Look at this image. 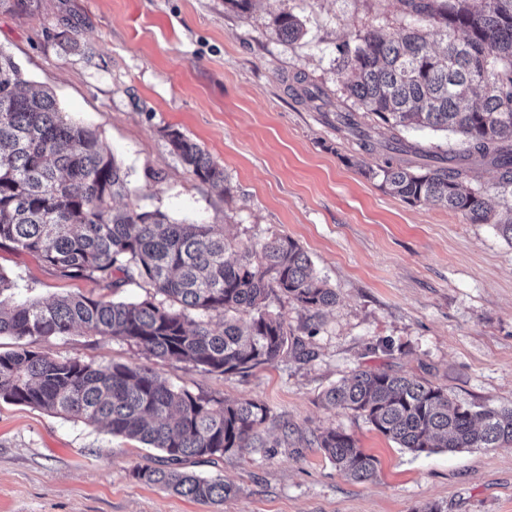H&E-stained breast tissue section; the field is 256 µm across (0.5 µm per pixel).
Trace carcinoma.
<instances>
[{"mask_svg": "<svg viewBox=\"0 0 512 512\" xmlns=\"http://www.w3.org/2000/svg\"><path fill=\"white\" fill-rule=\"evenodd\" d=\"M398 2L408 25L390 35L368 30L354 48H338L346 93L371 123L340 110L325 118H336L362 147L386 152L372 177L391 194L434 202L472 224H493L512 243V208L497 219L484 195L466 186L471 166L481 163L496 169L499 187H512V0ZM420 20L437 29L442 49L414 26ZM273 26L283 41L304 35L303 23L288 12L275 15ZM409 130L458 135L467 148L440 156L400 136ZM167 141L189 174L221 195L231 192L224 169L198 144L175 130ZM409 154L431 163L413 170L399 159ZM129 195L128 173L108 145L62 112L54 94L32 85L0 49V248L32 255L62 278L93 280L104 291L96 298L21 299L0 271V336L20 342L0 353V400L139 440L160 450L168 468H138L137 481L222 503L235 487L183 464L266 447L264 404L210 399L166 385L147 367L57 358L31 343L82 328L206 374L246 373L290 349L300 359L312 357L269 310L271 298L283 295L318 315L336 304V292L288 237L241 248L211 224L113 206ZM132 283L145 299L113 298ZM214 313L224 316L219 332L211 328ZM324 399L415 456L512 443V407L464 406L429 381L396 373L358 370ZM316 444L354 480L376 474L377 459L344 431L324 428Z\"/></svg>", "mask_w": 512, "mask_h": 512, "instance_id": "carcinoma-1", "label": "carcinoma"}]
</instances>
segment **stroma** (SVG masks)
Here are the masks:
<instances>
[{
  "mask_svg": "<svg viewBox=\"0 0 512 512\" xmlns=\"http://www.w3.org/2000/svg\"><path fill=\"white\" fill-rule=\"evenodd\" d=\"M282 11L301 20V39L278 38L272 19ZM404 23L398 0H253L246 12L228 0L0 8V49L111 147L129 174L131 203L217 225L240 246L291 238L337 295L312 337L309 312L273 300L315 356L285 355L245 374H205L79 328L37 340L59 358L145 366L194 394L261 402L268 445L191 463L237 489L223 504H203L134 478L135 469L164 467L161 451L0 401V512H512V444L416 457L321 400L353 371L382 369L428 380L462 404L512 407V243L494 225L383 190L369 175L382 154L295 94L303 78L352 110L338 46ZM171 130L223 167L230 195L185 170L168 145ZM0 270L25 298L101 293L28 254L0 249ZM325 427L378 459L374 478L353 481L324 457L312 440Z\"/></svg>",
  "mask_w": 512,
  "mask_h": 512,
  "instance_id": "obj_1",
  "label": "stroma"
}]
</instances>
